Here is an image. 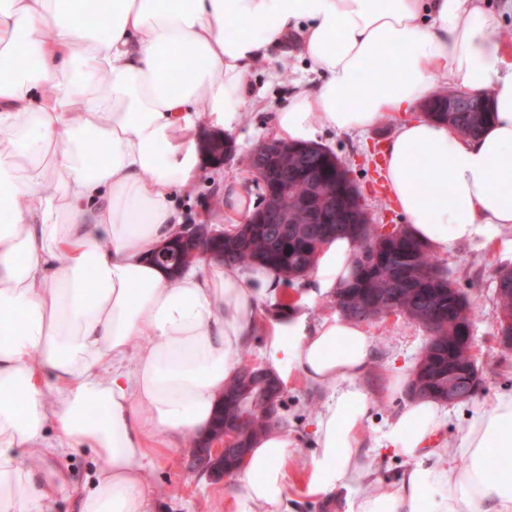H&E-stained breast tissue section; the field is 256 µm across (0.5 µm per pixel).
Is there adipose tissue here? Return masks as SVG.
Segmentation results:
<instances>
[{"label": "adipose tissue", "mask_w": 512, "mask_h": 512, "mask_svg": "<svg viewBox=\"0 0 512 512\" xmlns=\"http://www.w3.org/2000/svg\"><path fill=\"white\" fill-rule=\"evenodd\" d=\"M510 13L512 0H108L96 15L84 0H0V512H50L55 477L33 460L85 449L99 467L72 491L77 512H152L148 472L208 434L261 331L271 372L329 391L308 493L346 490V512H512V394L452 452L440 445L449 405L410 397L381 445L412 465L372 487L365 327L336 313L265 323L284 293L276 271L202 261L173 277L154 259L183 222L176 190L205 165L202 125L234 131L256 67L291 40L321 81L274 113L278 138L395 120L381 168L411 234L442 256L500 241L512 230V46L494 29ZM442 85L490 95L483 132L397 121ZM357 256L348 237L327 243L308 296H335ZM291 446L284 427L255 441L233 512H289Z\"/></svg>", "instance_id": "1"}]
</instances>
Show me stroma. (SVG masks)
Returning a JSON list of instances; mask_svg holds the SVG:
<instances>
[{"mask_svg":"<svg viewBox=\"0 0 512 512\" xmlns=\"http://www.w3.org/2000/svg\"><path fill=\"white\" fill-rule=\"evenodd\" d=\"M301 60L284 67L274 60L259 65L252 78V94L245 116L238 129L231 133L234 151L219 171H205L188 191L177 192L176 202L185 220L198 224H223L224 195L216 182L217 175L238 181L252 203H259L260 190L246 168V157L258 142L272 137V112L278 111L292 98L296 83L304 78ZM393 131L391 123L383 122L364 135L339 134L328 127L318 128L315 140L331 149L350 171L373 223H403L391 195L376 191V172L363 164V156L381 148ZM448 274L458 288L465 291L476 306L473 336L478 349V370L481 386L471 399L453 404L445 430L449 447H456L465 426L499 393L512 392V353L499 351L493 338L497 328L494 299L495 277L504 267L512 268V249L505 245L482 247L465 244L443 259ZM373 341L374 368L365 375L360 386L368 399L364 436L368 444L363 455L369 466L368 477L376 484L393 483L409 467L410 462L395 454L376 448L374 442L385 431L389 421L404 404L400 395H392L388 387L389 372L412 371L427 340L425 330L403 318L389 317L366 325ZM288 401V428L294 446L285 464L288 472V493L295 512H346V494L313 497L307 495L303 465L316 452L314 421L328 396L326 389L309 385L295 376L285 385ZM192 442L185 441L169 449L155 470L147 476L156 502V512H231L230 501L237 487L236 478L214 479L200 473L194 466ZM47 467L60 471L65 486L54 498L53 512H74L70 497L72 487H82L93 477L98 461L91 451L67 458L50 459Z\"/></svg>","mask_w":512,"mask_h":512,"instance_id":"stroma-1","label":"stroma"}]
</instances>
